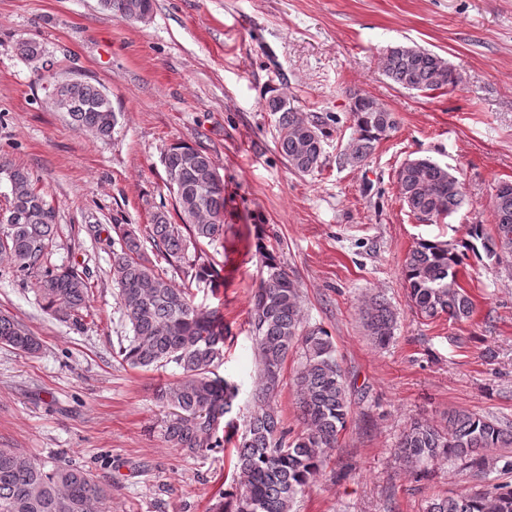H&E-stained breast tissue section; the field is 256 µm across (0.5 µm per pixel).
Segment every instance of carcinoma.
Wrapping results in <instances>:
<instances>
[{"mask_svg": "<svg viewBox=\"0 0 512 512\" xmlns=\"http://www.w3.org/2000/svg\"><path fill=\"white\" fill-rule=\"evenodd\" d=\"M112 14L138 22L153 10L152 0H101ZM27 60L43 57L42 44L28 39L19 44ZM384 75L394 84L419 92L453 89L461 73L438 54L416 44L387 47L380 58ZM59 112L68 113L77 126L99 138L113 135L118 112L103 91L80 78L66 84L63 99H52ZM351 117L355 137L340 160L359 167L380 140L397 128L390 109L371 95H352ZM266 110L277 115L275 146L296 173H312L323 162L328 136L326 121L300 112L291 101L264 98ZM167 174L166 188L175 201L174 211L156 207L148 239L167 267L147 255L135 224H114L112 283L130 336L120 345L121 363L151 370L175 365L179 378L161 385L156 400L170 410L164 439L172 448L197 455L224 446L220 427L233 428L232 413L238 388L213 375L224 357V316L219 310L195 302L191 288L173 282L182 274L190 283L219 286L216 264L203 257L201 245L224 239V178L209 153L182 143L169 145L161 155ZM0 176L14 185L0 229V257L12 272L31 280L36 295L53 316L74 324L88 309L86 272L51 262V243L57 213L37 191L30 173L3 166ZM400 197L419 221L436 223L454 213L465 200L462 182L448 167L429 158L409 159L397 173ZM492 197L494 224H471L461 248L422 240L405 259L403 280L416 313L428 319L450 320L470 316L473 303L459 283V267L468 253L498 263L512 258V182L502 181ZM177 216L179 223L172 222ZM264 228L257 234L261 277L252 298L250 326L257 351L258 381L253 410L237 439L230 488L219 512H293L297 496L305 492L338 447L350 412L345 378L328 330L307 326L302 315L298 282L280 256L265 243ZM364 327L373 342L383 347L394 334L396 315L385 299L370 298L362 307ZM0 345L26 354L40 342L28 327L0 312ZM303 361L296 371L297 407L302 429L288 436L272 397L282 382L288 355L296 348ZM512 446V430L468 411L448 414L439 427L425 418L413 420L402 433L397 456L405 468L426 474L441 460L461 463L482 482L498 466L512 473V457L488 456V451ZM107 490L91 471L70 460L52 465L30 459L16 448H0V512H106ZM427 512H512V483L483 485L473 492L438 497Z\"/></svg>", "mask_w": 512, "mask_h": 512, "instance_id": "cac0c4a2", "label": "carcinoma"}]
</instances>
